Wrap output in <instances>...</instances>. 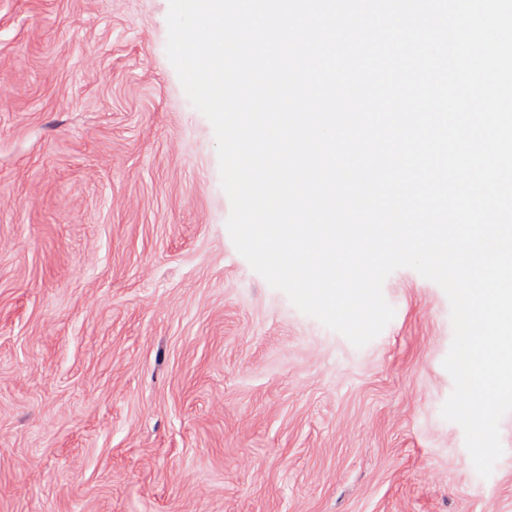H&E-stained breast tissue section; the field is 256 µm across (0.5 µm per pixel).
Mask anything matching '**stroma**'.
<instances>
[{
  "label": "stroma",
  "mask_w": 512,
  "mask_h": 512,
  "mask_svg": "<svg viewBox=\"0 0 512 512\" xmlns=\"http://www.w3.org/2000/svg\"><path fill=\"white\" fill-rule=\"evenodd\" d=\"M169 0H0V512H512L443 419L442 288L364 347L236 250Z\"/></svg>",
  "instance_id": "35a3bbf8"
}]
</instances>
